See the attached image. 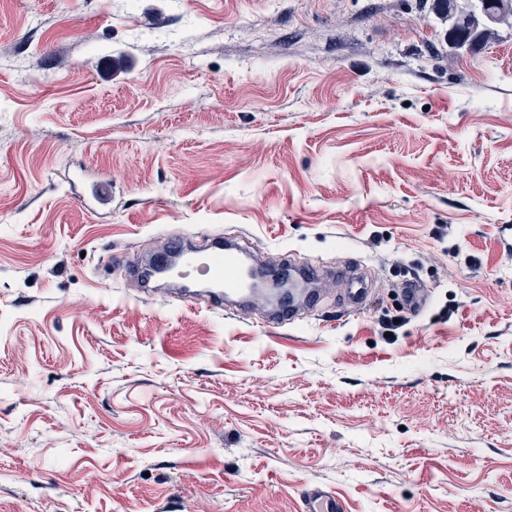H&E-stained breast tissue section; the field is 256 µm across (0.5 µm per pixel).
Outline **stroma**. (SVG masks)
<instances>
[{"label":"stroma","mask_w":512,"mask_h":512,"mask_svg":"<svg viewBox=\"0 0 512 512\" xmlns=\"http://www.w3.org/2000/svg\"><path fill=\"white\" fill-rule=\"evenodd\" d=\"M441 30L419 0H0V512H512V27ZM217 232L323 267L319 302L272 328L112 266ZM338 276L346 283L348 299L355 304L362 302L367 294V288L357 270L353 268L345 269L340 271ZM429 299L428 289L417 279H412L407 284L403 293V305L407 313L412 316L419 315L427 306ZM304 505V512H346L344 500L319 485H313L307 490Z\"/></svg>","instance_id":"35a3bbf8"}]
</instances>
